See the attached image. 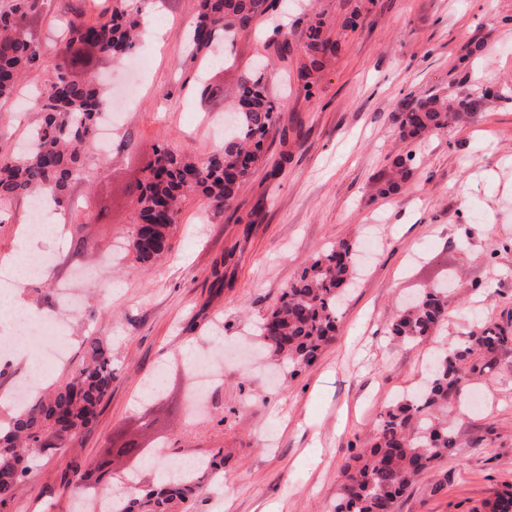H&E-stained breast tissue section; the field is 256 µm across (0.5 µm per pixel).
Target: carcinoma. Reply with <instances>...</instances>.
<instances>
[{"label": "carcinoma", "mask_w": 512, "mask_h": 512, "mask_svg": "<svg viewBox=\"0 0 512 512\" xmlns=\"http://www.w3.org/2000/svg\"><path fill=\"white\" fill-rule=\"evenodd\" d=\"M50 0H0V101L13 98L27 72L42 63L38 24ZM133 0H104L105 6L88 19L71 21L56 50L53 76L38 94L34 137L15 153L0 158V210L17 196L50 198L64 207L72 182L94 183L97 171L83 147L93 137L96 117L107 104L105 91L92 77L102 58L120 60L136 47L140 9ZM279 0H198L196 21L187 34L185 62L209 54L215 42L234 37L276 10ZM305 79L321 69L338 51L324 31L320 17L306 28L302 46ZM461 100L455 111L436 100L410 101L398 119V135L415 141L433 129L446 128L472 109ZM236 124L221 147L193 156L164 144L139 169L133 227L126 242L134 262L144 265L172 248V235L182 201L199 193L217 209H229L250 180L265 140L277 121L279 103L263 85V72L252 70L241 79L236 95ZM408 173L406 162L393 165L391 178L380 193L397 190ZM75 226L71 257L91 248ZM356 243L340 241L314 257L288 284L262 318L258 337L262 346L288 368L312 366L336 335L341 298L355 276L350 255ZM448 308L439 288H425L389 324L392 339L411 344L432 335L447 320ZM82 359L59 382L35 390L30 401L16 408L0 424V512H10L18 485L28 476L35 456H58L97 419V410L112 386V346L87 336ZM512 351V330L485 326L442 350L429 369L427 385L390 406L380 419L373 442L350 457L332 512H396L398 500L415 481L435 468L457 447V433L449 424L469 381L490 372L498 356ZM109 458L96 464L103 481L112 485L117 460L146 458L134 440L107 450ZM199 483H188L173 471L168 478L124 498L118 512H195Z\"/></svg>", "instance_id": "1"}]
</instances>
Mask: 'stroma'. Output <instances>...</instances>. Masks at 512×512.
Returning a JSON list of instances; mask_svg holds the SVG:
<instances>
[{"mask_svg": "<svg viewBox=\"0 0 512 512\" xmlns=\"http://www.w3.org/2000/svg\"><path fill=\"white\" fill-rule=\"evenodd\" d=\"M87 0H53L41 20L42 66L0 102V156L29 131L33 96L53 74L55 51L72 8ZM144 37L120 62H100L132 97L112 131V155L93 185L73 183L70 223L86 225L111 269L92 257L73 260L70 240H32L54 255L40 281L21 298L35 311L55 307L57 278L81 269L84 309L71 321V361L84 336L112 345V386L91 430L63 456L37 459L11 512H75L61 474L67 463L99 459L111 438L151 446L180 439L186 454L223 449L221 483L203 478L198 512H331L342 469L369 444L386 408L417 388L429 359L481 325L512 327V0H282V21L295 48L276 56L265 36L244 32L222 42L221 58L185 64L187 30L197 0H143ZM360 11L359 24L344 20ZM322 13L340 50L311 83L301 34ZM264 80L280 100L278 134L270 136L251 180L234 205L218 211L196 195L182 204L173 248L157 263L132 267L114 247L132 228L133 170L161 144L203 156L222 143L227 98L258 56ZM223 85L225 100H205L201 80ZM436 97L475 109L418 141L401 140L396 118L407 100ZM412 157L410 175L386 196L394 162ZM109 200L106 215L98 204ZM35 214L16 197L0 216V267L10 264L18 236ZM372 241L355 288L339 311L337 338L317 362L291 374L257 351L255 328L283 289L327 245ZM451 284L448 319L422 342L392 340L387 327L422 289ZM224 348L219 400L224 424L191 423L192 383L179 357ZM456 423L461 441L440 470L426 473L397 512H475L512 491V351L463 397ZM448 486L431 487L440 471Z\"/></svg>", "mask_w": 512, "mask_h": 512, "instance_id": "obj_1", "label": "stroma"}]
</instances>
